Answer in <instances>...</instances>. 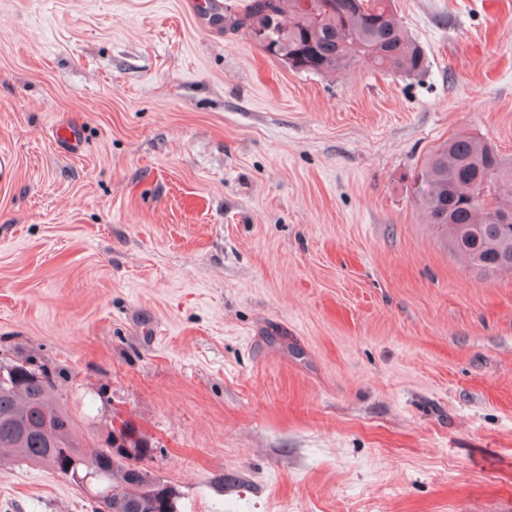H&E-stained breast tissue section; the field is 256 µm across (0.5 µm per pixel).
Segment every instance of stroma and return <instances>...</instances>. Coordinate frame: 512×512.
Instances as JSON below:
<instances>
[{
	"instance_id": "stroma-1",
	"label": "stroma",
	"mask_w": 512,
	"mask_h": 512,
	"mask_svg": "<svg viewBox=\"0 0 512 512\" xmlns=\"http://www.w3.org/2000/svg\"><path fill=\"white\" fill-rule=\"evenodd\" d=\"M187 2L0 0V362L57 373L86 451L134 430L177 512H512V274L415 185L460 132L512 156V0H393L410 76ZM94 509L0 452V512ZM53 135L56 144L65 152L78 153L83 147L80 132L70 124L57 126Z\"/></svg>"
}]
</instances>
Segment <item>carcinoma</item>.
Listing matches in <instances>:
<instances>
[{
	"mask_svg": "<svg viewBox=\"0 0 512 512\" xmlns=\"http://www.w3.org/2000/svg\"><path fill=\"white\" fill-rule=\"evenodd\" d=\"M292 20L285 26L283 14ZM267 54L292 69L330 75L361 57L399 75L426 68L423 48L404 31L390 0H248L242 16L224 15ZM415 183L428 223L448 229L455 253L485 276L512 272V240L491 215L512 211V157L491 143L461 133L432 150ZM134 463L96 449L79 465L97 496L112 495V512H176L172 490L143 465L141 438L124 436ZM75 422L61 405L54 379L26 361L0 363V448L23 461L68 475Z\"/></svg>",
	"mask_w": 512,
	"mask_h": 512,
	"instance_id": "cac0c4a2",
	"label": "carcinoma"
}]
</instances>
